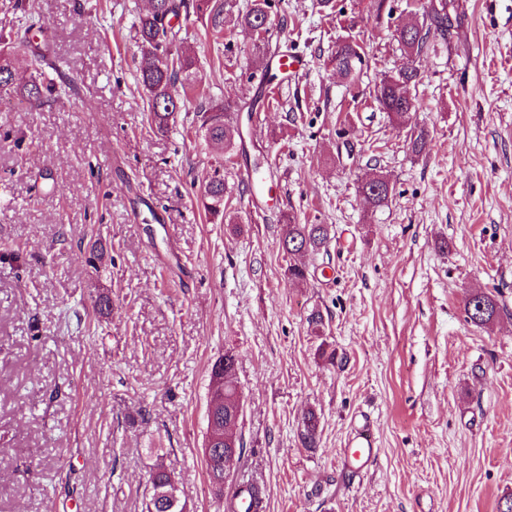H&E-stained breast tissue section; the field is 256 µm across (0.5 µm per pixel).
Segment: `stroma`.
Segmentation results:
<instances>
[{
  "mask_svg": "<svg viewBox=\"0 0 512 512\" xmlns=\"http://www.w3.org/2000/svg\"><path fill=\"white\" fill-rule=\"evenodd\" d=\"M247 3L224 0L219 37L188 17L171 52L196 57V79L159 133L138 73L148 0H35L43 29L12 66L27 80L43 55L64 93L0 107V512H145L159 463L186 512H218L203 443L228 351L243 453L225 485H259L266 512H497L512 493V0H456L457 35L417 58L419 155L373 91L428 0H271L260 37L230 22ZM340 39L362 55L349 86ZM273 51L308 66L271 100ZM209 98L251 106L232 156L195 134ZM218 165L233 225L196 203ZM377 166L393 192L374 211L357 183ZM291 219L333 233L299 285L278 248ZM475 289L502 306L491 327L465 320ZM363 417L378 455L354 473L341 455Z\"/></svg>",
  "mask_w": 512,
  "mask_h": 512,
  "instance_id": "35a3bbf8",
  "label": "stroma"
}]
</instances>
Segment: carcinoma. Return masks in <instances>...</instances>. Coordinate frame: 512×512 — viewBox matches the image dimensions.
Listing matches in <instances>:
<instances>
[{"label": "carcinoma", "mask_w": 512, "mask_h": 512, "mask_svg": "<svg viewBox=\"0 0 512 512\" xmlns=\"http://www.w3.org/2000/svg\"><path fill=\"white\" fill-rule=\"evenodd\" d=\"M448 0H430L426 16L428 26L415 27L412 23L396 29V37L405 54L417 57L423 51L430 36L448 42L457 34V26L449 12ZM206 14L216 33L224 30V0H154L149 10L138 16L141 40L139 82L147 96V119L150 127L164 132L184 106V99L177 93V83L191 82L196 76L197 64L189 56H174L171 46L177 41L180 30L172 25V19L181 17L188 10ZM237 24L261 32L271 24L269 0H251L246 11L237 17ZM362 61L359 46L350 41L336 42L331 63L336 74L347 82L354 80L356 64ZM41 58L33 63V74L23 88L21 96L34 105L50 101L57 92L56 84L45 77L40 67ZM415 68H400L396 74L386 76L374 94L380 109L387 112L398 125L409 123L412 99L408 86L415 81ZM15 79L7 49L0 50V97L15 93ZM201 123L197 133L209 144L229 153L236 148L235 137L240 135L238 119L223 104L208 101L200 106ZM359 192L374 209L388 204L392 186L385 175L375 181L363 180ZM224 166L212 170L197 190L198 202L213 221L233 223L226 219L224 194ZM330 226L327 224H299L290 219L286 224L279 248L288 257L304 255L315 258L328 252ZM466 320L477 327H487L500 313L498 301L485 291H475L465 300ZM319 417L313 410L305 413L299 433L301 443L307 448L317 446ZM152 493L146 503V512H162L157 508L156 496L172 490L168 476L162 469L151 472L149 477Z\"/></svg>", "instance_id": "obj_1"}]
</instances>
